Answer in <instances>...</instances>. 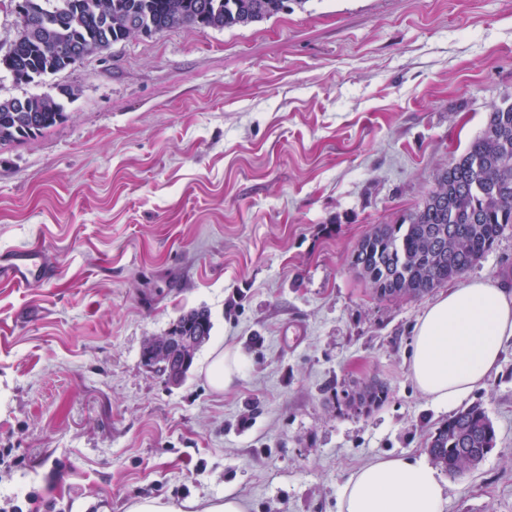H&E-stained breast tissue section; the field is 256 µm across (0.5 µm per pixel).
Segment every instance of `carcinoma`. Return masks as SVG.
<instances>
[{"instance_id": "1", "label": "carcinoma", "mask_w": 512, "mask_h": 512, "mask_svg": "<svg viewBox=\"0 0 512 512\" xmlns=\"http://www.w3.org/2000/svg\"><path fill=\"white\" fill-rule=\"evenodd\" d=\"M29 19L7 53L5 70L32 83L70 67L75 54L124 42L141 29L154 35L177 28L230 29L267 21L307 0H31ZM134 19L138 28L127 26ZM67 118L50 95L0 98V145L34 138ZM512 226V102L491 107L486 129L442 169L422 204L392 224H377L357 243L352 269L380 299L421 297L461 278ZM183 334L211 336L206 308L172 323ZM388 389L370 383L346 394L358 409L384 403ZM486 410L473 404L431 433L427 452L456 478L472 472L494 447Z\"/></svg>"}]
</instances>
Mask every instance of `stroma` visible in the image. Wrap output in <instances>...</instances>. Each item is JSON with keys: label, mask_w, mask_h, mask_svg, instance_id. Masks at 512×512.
<instances>
[{"label": "stroma", "mask_w": 512, "mask_h": 512, "mask_svg": "<svg viewBox=\"0 0 512 512\" xmlns=\"http://www.w3.org/2000/svg\"><path fill=\"white\" fill-rule=\"evenodd\" d=\"M68 117L0 146V512H126L234 487L249 512H337L374 458L422 455L448 410L409 377L432 295L377 298L350 267L512 102V0H307L246 28L172 29L0 97ZM512 289V227L463 276ZM213 324L183 383L142 347ZM246 357L217 393L213 345ZM380 382L368 412L343 395ZM496 445L444 512H512V341L483 388ZM33 260L34 258H30V255H19L10 259L8 264H0V278H5L12 284H24L33 271L47 276L49 271L31 262Z\"/></svg>", "instance_id": "obj_1"}]
</instances>
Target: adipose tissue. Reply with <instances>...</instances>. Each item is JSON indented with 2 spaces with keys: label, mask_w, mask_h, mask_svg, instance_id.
<instances>
[{
  "label": "adipose tissue",
  "mask_w": 512,
  "mask_h": 512,
  "mask_svg": "<svg viewBox=\"0 0 512 512\" xmlns=\"http://www.w3.org/2000/svg\"><path fill=\"white\" fill-rule=\"evenodd\" d=\"M512 339V291L490 279L440 294L414 330L409 374L433 404L455 408L484 386L499 364L505 341ZM206 375L214 391L232 388L244 369L243 356L213 348ZM447 485L423 457L378 458L347 479L338 512H443ZM127 512H248L233 490L215 498L181 503L159 498L132 501Z\"/></svg>",
  "instance_id": "adipose-tissue-1"
}]
</instances>
